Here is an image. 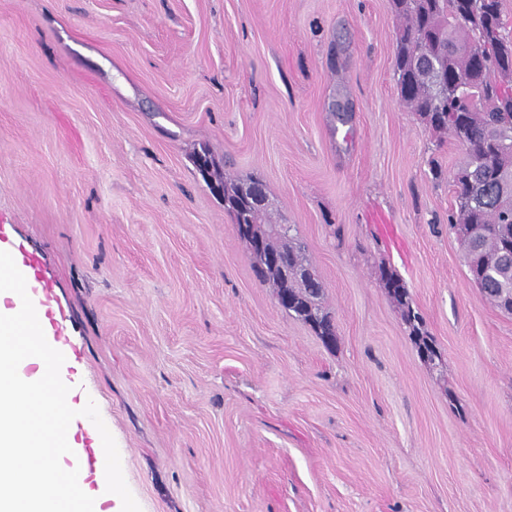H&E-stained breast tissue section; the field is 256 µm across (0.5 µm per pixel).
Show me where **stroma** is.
I'll return each instance as SVG.
<instances>
[{
	"mask_svg": "<svg viewBox=\"0 0 512 512\" xmlns=\"http://www.w3.org/2000/svg\"><path fill=\"white\" fill-rule=\"evenodd\" d=\"M398 26L392 0H0V225L142 512H512V314L448 225L465 150L401 101ZM203 152L264 182L336 346L259 281ZM380 279L390 298L403 311L418 355L422 358L424 349L439 353L433 338L424 329L423 317L413 308L412 299L400 275L395 270L384 268L380 272Z\"/></svg>",
	"mask_w": 512,
	"mask_h": 512,
	"instance_id": "1",
	"label": "stroma"
}]
</instances>
